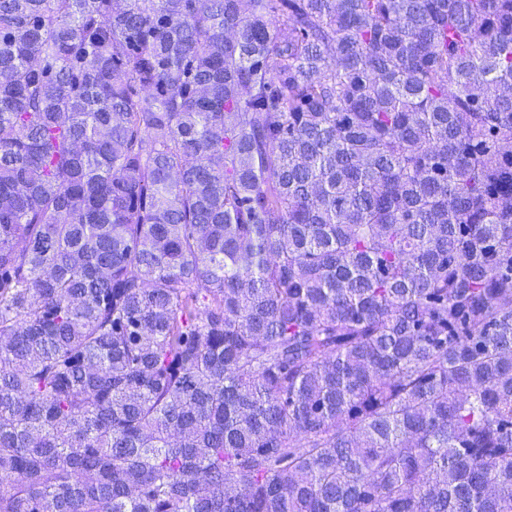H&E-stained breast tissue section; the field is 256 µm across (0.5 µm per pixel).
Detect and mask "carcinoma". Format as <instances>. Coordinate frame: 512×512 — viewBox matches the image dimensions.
Returning <instances> with one entry per match:
<instances>
[{
    "instance_id": "obj_1",
    "label": "carcinoma",
    "mask_w": 512,
    "mask_h": 512,
    "mask_svg": "<svg viewBox=\"0 0 512 512\" xmlns=\"http://www.w3.org/2000/svg\"><path fill=\"white\" fill-rule=\"evenodd\" d=\"M0 512H512V0H0Z\"/></svg>"
}]
</instances>
